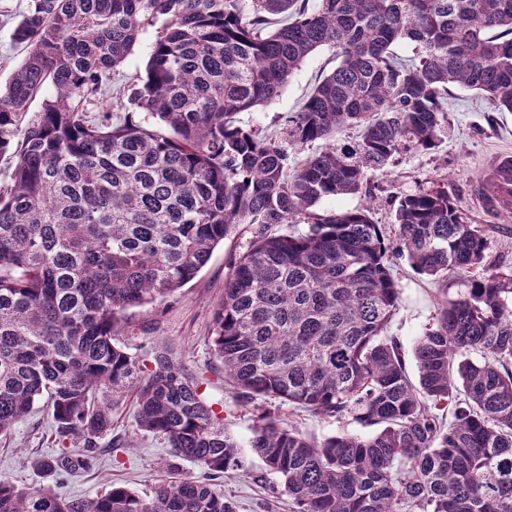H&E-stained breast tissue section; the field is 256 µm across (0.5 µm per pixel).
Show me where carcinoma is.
<instances>
[{
  "instance_id": "cac0c4a2",
  "label": "carcinoma",
  "mask_w": 512,
  "mask_h": 512,
  "mask_svg": "<svg viewBox=\"0 0 512 512\" xmlns=\"http://www.w3.org/2000/svg\"><path fill=\"white\" fill-rule=\"evenodd\" d=\"M155 24L144 74L113 99L162 131L98 111ZM13 40L27 55L0 90V434L45 396L78 447L33 458L39 484L0 477V512H235L221 479L244 468L241 444L199 380L170 349L150 368L117 337L240 224L252 241L213 312L224 380L247 402L378 427L318 444L261 415L248 447L290 512H512V268L483 266L484 230L437 183L400 197L389 237L367 206L320 207L437 147L453 87L512 112V0H28ZM403 41L413 56L394 52ZM322 47L338 65L277 130L238 120ZM46 84L55 97L27 118ZM505 181L481 194L510 218ZM397 256L463 286L415 341V383L387 335ZM131 390L136 429L203 479L58 496L52 481L96 468Z\"/></svg>"
}]
</instances>
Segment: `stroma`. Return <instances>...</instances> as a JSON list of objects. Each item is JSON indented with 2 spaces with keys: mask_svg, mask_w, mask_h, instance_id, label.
<instances>
[{
  "mask_svg": "<svg viewBox=\"0 0 512 512\" xmlns=\"http://www.w3.org/2000/svg\"><path fill=\"white\" fill-rule=\"evenodd\" d=\"M27 2L0 0L1 88L25 56L23 48L14 44L12 33ZM335 64L333 50L314 51L279 98L254 111L240 113V120L263 129L279 126L288 113L297 110L316 78L329 73ZM447 118L439 147L402 156L387 176L381 177L380 189L371 202L372 216L378 224L391 227L399 197L414 191L421 182L439 181L457 198L471 223L485 227L490 243L487 263L512 265V218L491 214L478 193L492 162L500 155L512 154V112L492 111L488 102L474 92L455 89L448 98ZM251 238L249 229L236 228L173 299L133 312L125 343L134 353L142 348H170L174 357L202 380L205 401L213 404L226 431L239 441L251 437L259 416L266 412L318 442L343 432L365 433V426L349 417L337 421L262 398L243 403L236 390L225 383L211 351L213 312L224 293V276L232 259L247 251ZM393 275L400 301L387 333L398 337L408 353L433 323L439 305L444 299L456 298L461 286L454 280L443 283L417 274L403 258L395 260ZM112 422L111 434L99 442L103 453L96 469L69 475L57 483L55 489L61 496L88 497L113 483L148 497L170 473L200 476L198 466L171 456L163 437L136 432L133 397L124 398L113 410ZM117 436L124 439L126 446L114 453L110 446ZM58 449L50 412L46 406L35 405L9 434L0 435V477L25 486L39 483V476L29 465L30 458ZM261 473V460L249 451L244 470L225 475L224 492L234 500L237 512H288V499L280 495L277 477L271 475L261 482L257 479Z\"/></svg>",
  "mask_w": 512,
  "mask_h": 512,
  "instance_id": "35a3bbf8",
  "label": "stroma"
}]
</instances>
